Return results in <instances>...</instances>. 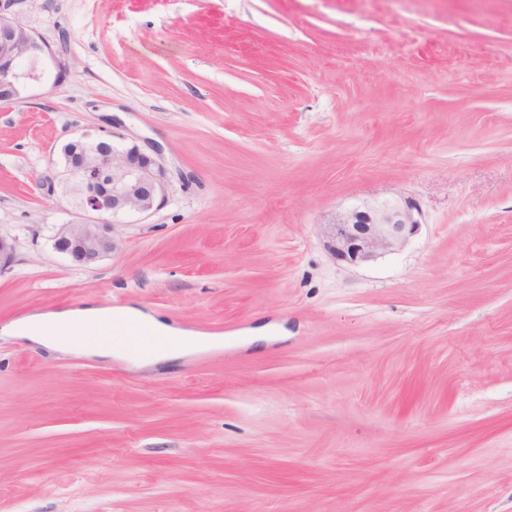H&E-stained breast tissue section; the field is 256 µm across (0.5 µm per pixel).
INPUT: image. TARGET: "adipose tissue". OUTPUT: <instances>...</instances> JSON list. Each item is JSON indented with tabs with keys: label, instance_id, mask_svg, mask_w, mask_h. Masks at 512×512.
Returning a JSON list of instances; mask_svg holds the SVG:
<instances>
[{
	"label": "adipose tissue",
	"instance_id": "adipose-tissue-1",
	"mask_svg": "<svg viewBox=\"0 0 512 512\" xmlns=\"http://www.w3.org/2000/svg\"><path fill=\"white\" fill-rule=\"evenodd\" d=\"M125 323L138 321L162 336L178 338L176 346L161 351H138L123 343L108 342L98 333L105 321ZM0 337L24 338L60 353L83 350L89 355L105 356L147 367L156 363L178 359L200 350L221 346L217 336H206L171 326L154 315L126 306L110 309L89 305L76 309L33 314L0 327Z\"/></svg>",
	"mask_w": 512,
	"mask_h": 512
}]
</instances>
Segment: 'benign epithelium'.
Wrapping results in <instances>:
<instances>
[{
  "label": "benign epithelium",
  "mask_w": 512,
  "mask_h": 512,
  "mask_svg": "<svg viewBox=\"0 0 512 512\" xmlns=\"http://www.w3.org/2000/svg\"><path fill=\"white\" fill-rule=\"evenodd\" d=\"M47 63L59 81L69 72L68 62L42 37L0 8V104L24 99L39 80L38 67ZM60 159L62 170L49 169L39 186L50 198L75 195L71 206L78 219L56 225L52 247L77 266L93 267L118 250L114 217L149 215L165 201L168 182L159 153L128 142L116 124L77 134L61 147ZM421 225L419 205L401 196L359 201L336 213L321 233L336 261L359 266L401 250ZM14 257L13 241L0 235V272Z\"/></svg>",
  "instance_id": "1"
}]
</instances>
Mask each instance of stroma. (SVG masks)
Returning a JSON list of instances; mask_svg holds the SVG:
<instances>
[{
	"label": "stroma",
	"instance_id": "obj_1",
	"mask_svg": "<svg viewBox=\"0 0 512 512\" xmlns=\"http://www.w3.org/2000/svg\"><path fill=\"white\" fill-rule=\"evenodd\" d=\"M68 61L0 106V324L133 306L147 368L0 341V512H512V0H11ZM119 120L164 204L82 269L40 176ZM422 210L348 268L320 224Z\"/></svg>",
	"mask_w": 512,
	"mask_h": 512
}]
</instances>
